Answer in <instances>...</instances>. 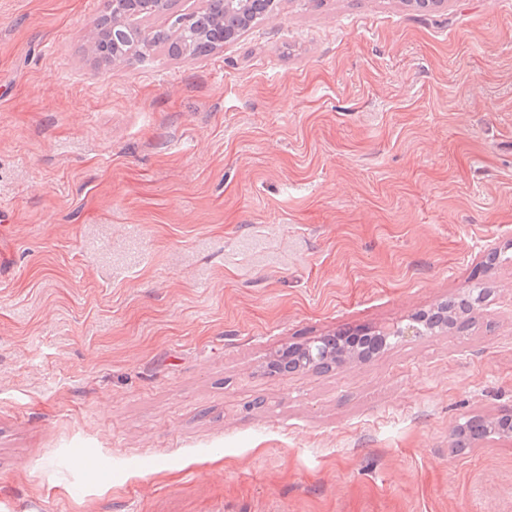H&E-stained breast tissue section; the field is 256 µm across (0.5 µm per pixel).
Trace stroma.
<instances>
[{"mask_svg":"<svg viewBox=\"0 0 512 512\" xmlns=\"http://www.w3.org/2000/svg\"><path fill=\"white\" fill-rule=\"evenodd\" d=\"M105 11L0 0V512H512V436L452 445L512 414V0H279L112 64ZM212 19L208 16L203 19H196L188 24H179L177 30H182L179 34V40L175 39L170 44L172 55H206L221 45L218 42L224 36H221V28L212 27ZM482 290L468 292V294H463L459 296H454L448 298V314L446 311H441L440 308L443 303H440L432 310L423 311L415 314L412 317V322L416 325H408L407 327H397L395 330L390 332L384 331H373L367 332L364 334H359L358 336H362L367 334L368 336H372L374 339V348H377L380 351L387 345V340L391 336H410V335H421L424 332H437L444 331L450 327V323L452 322L448 318L457 315H465L471 313L475 307H477V298ZM441 315V320H438V315ZM377 351V352H378ZM326 338L328 337L304 346L288 348L295 351L293 359L297 361L298 370L328 367L331 364H339L347 358H360V353L349 345L344 338L338 343L337 354L332 353L324 343ZM489 429H497L499 432L512 431V421L510 424L509 418L505 416L500 418L497 425H495L494 422H485L477 417H470L455 431L454 447L460 449L468 448V445L473 440L486 436Z\"/></svg>","mask_w":512,"mask_h":512,"instance_id":"stroma-1","label":"stroma"}]
</instances>
